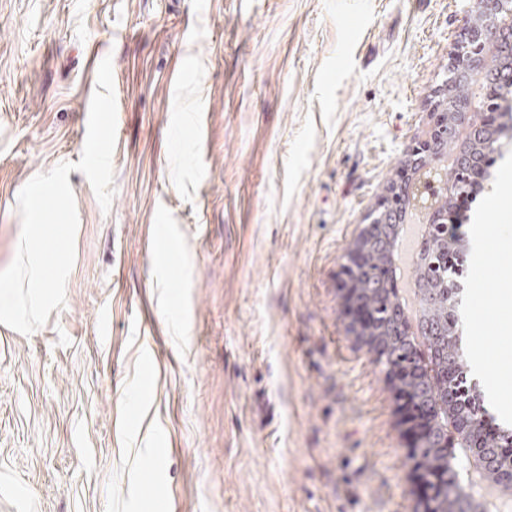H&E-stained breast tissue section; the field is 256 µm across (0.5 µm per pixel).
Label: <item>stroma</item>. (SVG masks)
Masks as SVG:
<instances>
[{
  "mask_svg": "<svg viewBox=\"0 0 512 512\" xmlns=\"http://www.w3.org/2000/svg\"><path fill=\"white\" fill-rule=\"evenodd\" d=\"M470 0H0V270L20 190L84 148L111 58L114 197L70 171L65 305L0 324V512H412L409 441L344 254L430 123ZM462 211L465 355L512 428V130ZM152 456H145V449Z\"/></svg>",
  "mask_w": 512,
  "mask_h": 512,
  "instance_id": "1",
  "label": "stroma"
}]
</instances>
